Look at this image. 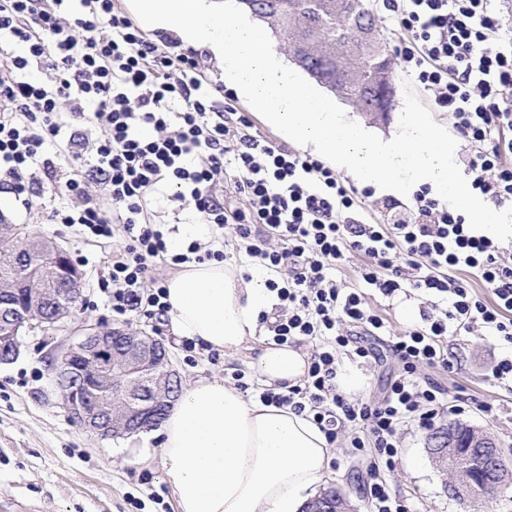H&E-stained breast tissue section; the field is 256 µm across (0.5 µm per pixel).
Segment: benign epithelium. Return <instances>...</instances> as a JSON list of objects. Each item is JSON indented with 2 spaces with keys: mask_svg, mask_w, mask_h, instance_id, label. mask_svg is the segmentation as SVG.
I'll return each mask as SVG.
<instances>
[{
  "mask_svg": "<svg viewBox=\"0 0 512 512\" xmlns=\"http://www.w3.org/2000/svg\"><path fill=\"white\" fill-rule=\"evenodd\" d=\"M66 250L58 246L49 253L25 256L0 251V265L25 270L14 280L28 289L26 302L0 311V352L17 356L18 336L36 326H52L62 320L81 300L79 275L60 263ZM53 368L72 375L70 389L60 394L63 406L79 428L101 438H115L156 426L171 408L181 387L165 343L143 330L126 326H90L82 336L52 357ZM435 454L453 449L458 470L468 474L465 482H449L447 490L465 501L472 497L475 478L487 488H498L512 479L498 461L501 451L494 443L461 438L450 428L431 442Z\"/></svg>",
  "mask_w": 512,
  "mask_h": 512,
  "instance_id": "benign-epithelium-1",
  "label": "benign epithelium"
}]
</instances>
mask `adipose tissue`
<instances>
[{
    "label": "adipose tissue",
    "mask_w": 512,
    "mask_h": 512,
    "mask_svg": "<svg viewBox=\"0 0 512 512\" xmlns=\"http://www.w3.org/2000/svg\"><path fill=\"white\" fill-rule=\"evenodd\" d=\"M166 289L178 335L246 358L277 392L306 375V353L257 335L259 316L270 309L262 277L244 279L219 261L188 263ZM154 437L178 512H301L332 459L308 417L245 398L216 377L185 388Z\"/></svg>",
    "instance_id": "obj_1"
}]
</instances>
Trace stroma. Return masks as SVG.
<instances>
[{"label": "stroma", "mask_w": 512, "mask_h": 512, "mask_svg": "<svg viewBox=\"0 0 512 512\" xmlns=\"http://www.w3.org/2000/svg\"><path fill=\"white\" fill-rule=\"evenodd\" d=\"M0 211L13 217L28 233L60 243L81 275L82 299L56 329H36L21 336V353L0 365V505L36 507L38 512H177L170 486L162 478L159 450L145 451L142 435L102 439L79 429L59 405L53 391L52 349L80 336L91 325L122 324L161 337L169 345L173 363L184 384L201 377L230 378L247 369L245 358L229 359L200 351L187 360L170 321L137 314L112 312L98 279L109 254L107 247L86 240L79 226L51 224L43 211L24 210L9 190L0 189ZM390 335H398L420 319L425 299L391 301L369 296ZM377 357L369 362L344 359L360 375L361 396L376 400L397 370L395 359L381 340H373ZM454 370H426L425 375L449 392L461 393L463 407L451 419L490 433L503 445H512V391L493 385L485 374L504 345L484 331L448 339ZM427 433L413 426L402 429V449L392 474L398 490L414 512H512V485L493 496L465 503L449 498L445 484L451 478L427 449ZM331 469L324 487L343 494L350 512H366L370 481L366 460L334 445Z\"/></svg>", "instance_id": "obj_1"}]
</instances>
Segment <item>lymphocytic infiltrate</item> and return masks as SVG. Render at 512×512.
Returning a JSON list of instances; mask_svg holds the SVG:
<instances>
[{
    "mask_svg": "<svg viewBox=\"0 0 512 512\" xmlns=\"http://www.w3.org/2000/svg\"><path fill=\"white\" fill-rule=\"evenodd\" d=\"M504 0H384L386 23L403 37V69L451 113L470 146L459 162L472 190L512 206V34L500 23ZM251 121L223 86L201 74L196 53L171 39L152 40L117 0H0V186L24 209L45 207L35 174L55 181L58 158L71 174L53 224H76L111 244L102 288L113 313L166 316L156 266L224 260V227L234 248L266 270L276 303L262 313L278 344L310 343L303 383L255 392L263 404L311 415L329 443L368 455L370 512H410L391 475L406 425L432 430L452 405L426 382L425 368L452 371L449 335L483 330L512 344V249L472 230L458 210L420 188L408 205L382 201L374 222L356 191L312 156L249 135ZM244 199L226 204L225 193ZM192 205L208 240L181 250L150 218L151 204ZM365 259L360 285L340 270ZM493 290V303L469 276ZM414 290L432 300L420 324L388 338L399 364L378 400L336 381L353 329L385 334L368 292L393 298Z\"/></svg>",
    "mask_w": 512,
    "mask_h": 512,
    "instance_id": "obj_1",
    "label": "lymphocytic infiltrate"
}]
</instances>
